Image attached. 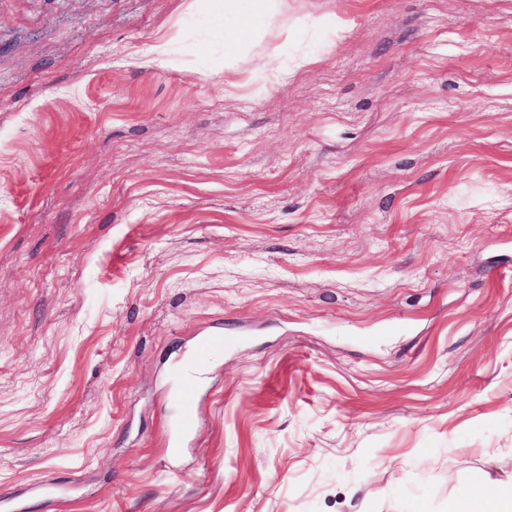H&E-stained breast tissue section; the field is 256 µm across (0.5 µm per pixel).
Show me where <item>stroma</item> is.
<instances>
[{
    "label": "stroma",
    "instance_id": "35a3bbf8",
    "mask_svg": "<svg viewBox=\"0 0 512 512\" xmlns=\"http://www.w3.org/2000/svg\"><path fill=\"white\" fill-rule=\"evenodd\" d=\"M236 19L0 0V512H451L512 473V0H282L228 62ZM220 339H223V337H201L193 348V360L191 367L180 369V396L182 400L180 427L184 432L191 430L194 425L193 404L204 378L206 353L210 345L214 341Z\"/></svg>",
    "mask_w": 512,
    "mask_h": 512
}]
</instances>
